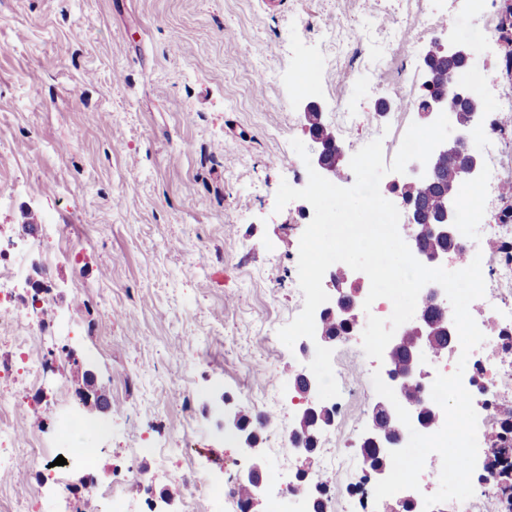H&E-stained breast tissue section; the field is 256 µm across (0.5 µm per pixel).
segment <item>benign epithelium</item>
<instances>
[{
    "mask_svg": "<svg viewBox=\"0 0 512 512\" xmlns=\"http://www.w3.org/2000/svg\"><path fill=\"white\" fill-rule=\"evenodd\" d=\"M439 58H446L453 62H459L464 66L469 65L472 59V49L464 42H443L441 40L431 44L423 54V87L427 91L419 115L428 121H432L442 112L458 111L461 107L467 106L471 110V118L467 123L455 124L454 135L438 145L431 153L427 163L422 164L412 161L407 165L406 172L396 176L393 180L394 187L400 185H421L435 179L439 158L448 155L452 158L459 154L463 158V173L468 178L478 176L482 167L481 156L469 147V139L473 125L482 119L484 115V104L482 99L474 92L465 88H456L451 94L434 93L436 84L443 81L435 69V61ZM301 117L304 131L310 135L311 140L316 144L314 154L311 157V164L319 170L323 177L331 182L340 178L339 164L345 155L344 149L335 141L324 142L312 134V121L322 122V111L320 106L310 101L301 107ZM402 208L405 213L406 222L402 225L404 239L408 242L412 255L421 263L441 265L448 261V254L451 250L424 249L419 245L422 233H427L431 238L440 241L453 242L457 239L456 207L453 199L448 203L437 221L424 225V230H419L417 221L421 219L420 212L410 200H402ZM349 279L359 280V272L352 269L345 271V277L339 278L338 273L331 274L332 293L328 300L321 304L315 311V341L305 342L301 346L303 354L307 355L315 349V345L321 346L332 343L335 338L327 335L324 331L325 321L336 320L347 326V335L357 334L360 325V316L363 310L364 296L362 291L345 289V283ZM436 309L440 314V322L447 334V345L445 351L453 348L452 326L448 313L447 298L443 288L434 284L430 286L423 301L414 313V317L408 321L401 331L394 335L387 345L383 355V366L389 369L392 389L395 392L398 402L409 412L412 426L422 427V421L415 417L418 405L405 398L404 392L412 386L424 390V378L427 375L423 357L429 352V340L432 329L431 309ZM414 332V339L411 346L414 352L407 358L406 363L396 364L393 354L403 345V337L408 331ZM294 378L304 385V403L306 407L302 410L301 416L308 419L322 421L318 431L332 424L336 414V407L330 406L318 397V384L315 376L307 368L299 367L294 371ZM384 412L388 415L389 421L396 425L398 432L387 434L378 426V414ZM232 426L239 442L244 445L245 451L255 455L259 451L260 436L258 429L251 424V421L244 420L242 413L234 414L232 420L219 423V426ZM408 429L399 421L395 408L386 399L374 403L371 414V421L365 428L359 440V447L372 446L382 453L383 457H390V452L403 447ZM290 440L295 454L304 459L312 458L316 453V445L300 434L296 428L291 432ZM235 484L246 486L250 490V496L238 501L240 512H257L260 492L265 486V477L262 470L251 466L240 472ZM400 508L406 512H423L424 503L419 495L407 489L398 498Z\"/></svg>",
    "mask_w": 512,
    "mask_h": 512,
    "instance_id": "1",
    "label": "benign epithelium"
}]
</instances>
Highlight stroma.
Segmentation results:
<instances>
[{
  "mask_svg": "<svg viewBox=\"0 0 512 512\" xmlns=\"http://www.w3.org/2000/svg\"><path fill=\"white\" fill-rule=\"evenodd\" d=\"M453 14L438 39L469 43L470 70L500 71V40L469 22L479 0H419ZM406 0H0V242L29 224H65L77 253L48 260L17 243L28 280L18 303L47 292L51 307L35 356L67 351L39 385L0 378L23 409L21 432L40 430L44 454L67 441L89 449V467H32L23 482L0 475V500L25 486L31 512H61L58 484L74 495L95 477H151L128 486L139 512H184L185 475L231 486L262 459L305 472L303 493L329 490L354 512H384L354 457L378 401L376 360L361 336L332 344L340 394L319 451L302 468L289 442L302 405L293 371L308 365L277 331L302 310L300 238L308 225L291 201L276 209L281 182L303 188L308 172L291 146L309 142L298 118L307 59H322L312 98L325 125L357 152L381 139L393 161L417 113L376 112L396 92H423L416 69L426 42L404 27ZM189 43L177 54L175 41ZM193 399L185 412L171 381ZM112 407L84 411L61 433L81 393ZM262 417L258 456L246 453L223 414Z\"/></svg>",
  "mask_w": 512,
  "mask_h": 512,
  "instance_id": "1",
  "label": "stroma"
}]
</instances>
